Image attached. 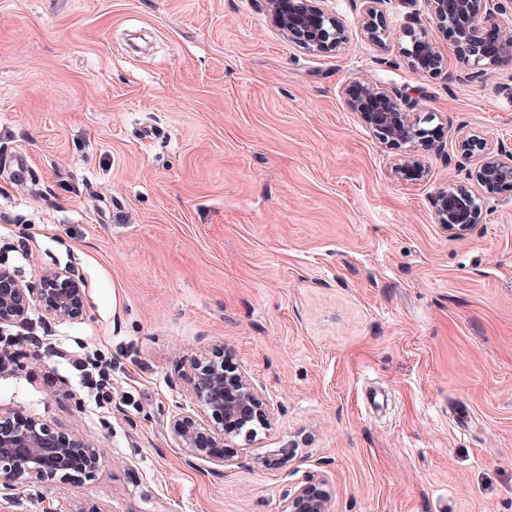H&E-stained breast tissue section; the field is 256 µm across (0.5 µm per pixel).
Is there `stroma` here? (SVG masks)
I'll use <instances>...</instances> for the list:
<instances>
[{"label": "stroma", "instance_id": "obj_1", "mask_svg": "<svg viewBox=\"0 0 512 512\" xmlns=\"http://www.w3.org/2000/svg\"><path fill=\"white\" fill-rule=\"evenodd\" d=\"M336 54L284 38L263 0H0V263L22 283L74 268L83 320L32 312L1 335L23 366L0 406L96 446L98 480L0 497V512H281L327 472L332 512H512V194L454 238L431 177L347 106L356 78L512 143V62L481 78L384 63L351 0ZM275 407L223 472L187 462L168 416L213 350ZM104 352L112 404L73 362ZM298 442L273 466L263 456Z\"/></svg>", "mask_w": 512, "mask_h": 512}]
</instances>
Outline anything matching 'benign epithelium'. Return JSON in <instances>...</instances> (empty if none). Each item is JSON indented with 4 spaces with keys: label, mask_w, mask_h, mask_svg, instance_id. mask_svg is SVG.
<instances>
[{
    "label": "benign epithelium",
    "mask_w": 512,
    "mask_h": 512,
    "mask_svg": "<svg viewBox=\"0 0 512 512\" xmlns=\"http://www.w3.org/2000/svg\"><path fill=\"white\" fill-rule=\"evenodd\" d=\"M275 27L289 41L313 53H338L347 41L346 24L324 7L325 0H264ZM426 19L448 40L457 58L480 77L512 59V0H422ZM363 41L387 55L396 52L416 73L436 75L446 59L422 21L403 31L391 47L384 24L387 0H352ZM347 105L365 128L392 153V171L426 181L424 153L440 150L450 124L437 112L419 109L415 93L404 87L353 81ZM456 151L465 182L448 183L434 194L436 222L452 237L483 223L488 199L512 193V151L459 124ZM57 323L83 318V281L73 269L43 272L34 285L20 283L0 268V330L23 327L32 311ZM187 404L171 410L169 432L186 457L226 466L223 448L247 449L259 431L272 426L275 408L263 388L224 356L193 365ZM102 456L77 432L54 428L20 409L0 408V492L9 495L39 483L78 484L99 478ZM332 493L326 475L313 473L285 491L282 512H330Z\"/></svg>",
    "instance_id": "benign-epithelium-1"
}]
</instances>
